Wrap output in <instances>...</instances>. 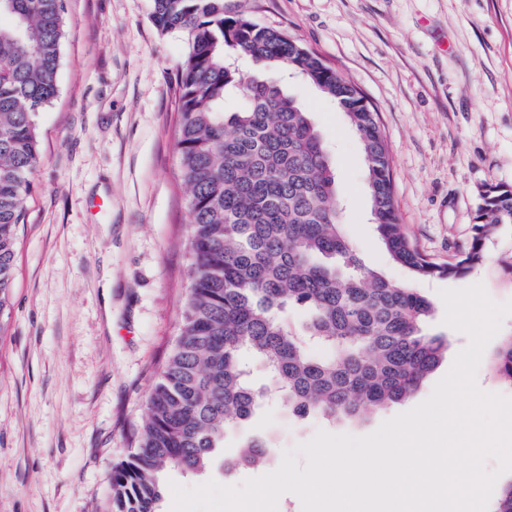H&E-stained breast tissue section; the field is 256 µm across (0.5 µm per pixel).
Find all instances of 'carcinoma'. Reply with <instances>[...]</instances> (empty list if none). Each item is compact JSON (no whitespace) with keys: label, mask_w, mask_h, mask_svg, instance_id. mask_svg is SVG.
I'll return each mask as SVG.
<instances>
[{"label":"carcinoma","mask_w":512,"mask_h":512,"mask_svg":"<svg viewBox=\"0 0 512 512\" xmlns=\"http://www.w3.org/2000/svg\"><path fill=\"white\" fill-rule=\"evenodd\" d=\"M64 0H0V312L14 286L16 242L39 162L35 116L57 94ZM151 21L188 50L179 76L175 147L189 191V288L179 334L112 472L108 512H160L163 478L210 471L224 434L254 413L259 363L294 418L336 422L410 398L439 366L448 341L424 332L432 303L420 289L363 263L340 218L335 173L310 113L285 75L316 87L344 112L365 158L370 215L390 261L415 279H460L485 263L494 235L512 230V189L480 193L470 245L438 262L413 241L395 203L378 112L359 89L286 32L224 12V0H152ZM263 71L244 81L229 59ZM234 91L240 109L227 117ZM299 311V328L288 313ZM512 384V336L493 356ZM253 437L229 469L266 457Z\"/></svg>","instance_id":"cac0c4a2"}]
</instances>
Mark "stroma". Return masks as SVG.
I'll return each instance as SVG.
<instances>
[{"instance_id":"obj_1","label":"stroma","mask_w":512,"mask_h":512,"mask_svg":"<svg viewBox=\"0 0 512 512\" xmlns=\"http://www.w3.org/2000/svg\"><path fill=\"white\" fill-rule=\"evenodd\" d=\"M152 0H65L57 94L35 117L40 161L18 229L15 283L0 311V512H107L114 465L179 333L189 286L186 190L174 128L187 44L151 19ZM277 28L349 78L380 114L401 224L426 254L470 240L484 186L512 187V0H224ZM336 172L345 231L365 264L409 282L369 222L360 141L334 103L289 80ZM483 283L512 300V236L482 267L421 289L427 334L448 353L407 401L344 422L291 420L276 398L224 437L274 443L261 463L210 476L169 471L184 486H225L275 470L317 430L362 436L425 400L468 343L445 326L439 289ZM512 316L487 345L483 391L512 398L492 370Z\"/></svg>"}]
</instances>
